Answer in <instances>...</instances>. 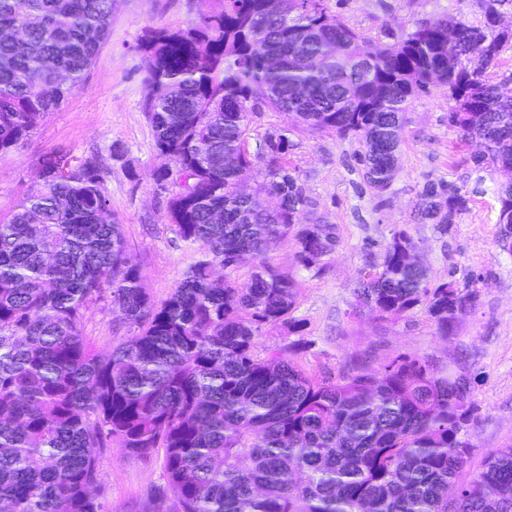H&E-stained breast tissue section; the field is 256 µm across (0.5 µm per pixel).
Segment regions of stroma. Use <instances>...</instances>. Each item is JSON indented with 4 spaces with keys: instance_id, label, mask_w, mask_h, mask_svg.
Returning a JSON list of instances; mask_svg holds the SVG:
<instances>
[{
    "instance_id": "35a3bbf8",
    "label": "stroma",
    "mask_w": 512,
    "mask_h": 512,
    "mask_svg": "<svg viewBox=\"0 0 512 512\" xmlns=\"http://www.w3.org/2000/svg\"><path fill=\"white\" fill-rule=\"evenodd\" d=\"M327 7L331 20L381 43L443 16L472 26L483 23L471 0H327ZM198 9V0H115L110 34L82 87L28 139L0 154L4 218L36 188L45 152L60 150L73 160L98 155L128 252L142 269L143 287L158 303L183 280L199 252L178 239L167 219L166 202L176 184L161 190L154 181L155 171L171 161L156 149L143 109L150 60L141 44L151 31L194 24ZM448 112L444 86L412 102L404 114L398 174L379 193L364 182L356 163L358 139L313 135L292 113L257 110L251 141L287 132L293 145L284 164L298 175L309 201L301 221L332 225L335 244L308 267L298 262L294 239L270 244L268 262L292 276L299 293L291 325H262L254 353L263 359L280 352L309 377L335 382L355 366L380 371L405 358L429 365L436 375L465 379L473 418L468 453L456 477L462 484L482 469L491 452L512 446V249L500 242L496 194L512 182V172L476 167L482 144L461 138L449 125ZM430 182L454 184L467 199L448 229L417 219L420 193ZM399 231L415 243L431 285L451 283L476 296L447 333L439 332L426 306L384 318L354 294L359 279L379 271L385 247ZM82 332L103 353L134 330L109 301L101 300L89 304ZM99 473L108 512H140L164 483L163 454L139 457L107 448L99 456Z\"/></svg>"
}]
</instances>
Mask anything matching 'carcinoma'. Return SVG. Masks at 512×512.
I'll list each match as a JSON object with an SVG mask.
<instances>
[{
  "label": "carcinoma",
  "instance_id": "carcinoma-1",
  "mask_svg": "<svg viewBox=\"0 0 512 512\" xmlns=\"http://www.w3.org/2000/svg\"><path fill=\"white\" fill-rule=\"evenodd\" d=\"M497 0L480 27L439 17L392 44L330 20L325 0L202 2L188 29L163 30L150 57L144 112L180 189L167 215L200 258L161 304L142 286L104 187L103 164L60 151L42 181L0 221V512H105L99 454L164 451L166 483L142 512H448V485L467 454L458 440V381L418 361L359 370L334 383L279 352L254 357L262 325L295 323L298 284L269 264V244L293 235L316 263L332 228L302 224L307 198L282 163L288 136L246 147L261 106L303 128L361 139L367 184L396 177L402 113L429 85L448 86V123L485 146L481 161L512 169V99L485 74L512 45ZM113 0H0V153L82 85L112 20ZM343 43L337 57L333 43ZM249 171L255 193L238 196ZM497 223L512 225V182ZM466 199L428 184L420 218L452 224ZM400 233L381 270L354 294L380 315L424 304L437 329L466 305L408 263ZM252 266L239 288L214 267ZM110 299L137 333L104 355L81 336L88 305ZM456 512H512V448L459 485Z\"/></svg>",
  "mask_w": 512,
  "mask_h": 512
}]
</instances>
